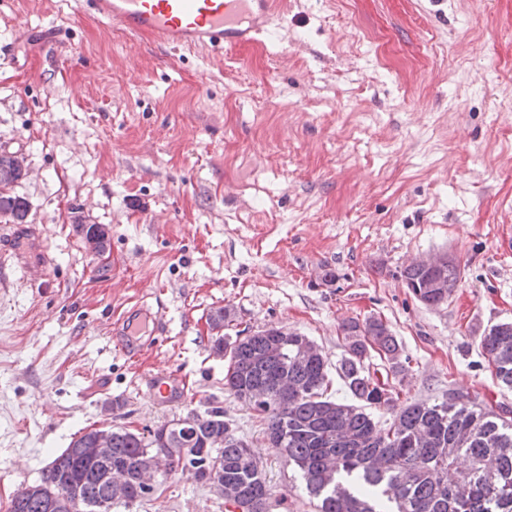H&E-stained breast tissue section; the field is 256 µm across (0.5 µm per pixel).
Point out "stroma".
Masks as SVG:
<instances>
[{"label":"stroma","instance_id":"1","mask_svg":"<svg viewBox=\"0 0 512 512\" xmlns=\"http://www.w3.org/2000/svg\"><path fill=\"white\" fill-rule=\"evenodd\" d=\"M26 157L0 218V512L76 435L156 429L219 406L260 460L269 512H314L265 424L224 388L209 316L277 325L329 367L342 325L382 319L411 359L371 354L400 403L454 391L512 408L479 345L512 320V0H284L274 34L221 54L168 50L75 0H0V152ZM107 225L86 253L79 213ZM461 270L429 308L399 279ZM334 283L325 285V272ZM136 305L144 350L109 332ZM195 392L155 399L144 375ZM130 512H225L174 471ZM10 165L11 172H0V181L9 182L3 186L0 184V216L4 215L13 224H24L27 223L29 205L23 197L13 193V187L19 182L18 178L11 182L10 180L13 175H17L19 179L27 177L29 170L26 159L21 154L0 153V170L9 168ZM419 263H423L425 269L431 273V279L426 284H424L422 288L413 286V284L410 282L419 284L422 283L423 280L428 277L429 272L425 271L421 267L408 266L401 272V274L404 276H400L403 284L412 293H414L413 288H420V296L414 295V297L426 306L439 307L448 302V296L452 292L453 288L456 287L460 278L461 271L459 266L453 265L448 267V265L453 264V261L448 258L447 254H439L415 262V264ZM447 267L448 270L445 273V280L448 283V288H446L442 276L444 270ZM423 288H446V293H440L436 291H422Z\"/></svg>","mask_w":512,"mask_h":512}]
</instances>
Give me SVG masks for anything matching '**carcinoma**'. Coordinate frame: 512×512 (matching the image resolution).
Returning a JSON list of instances; mask_svg holds the SVG:
<instances>
[{"instance_id": "carcinoma-1", "label": "carcinoma", "mask_w": 512, "mask_h": 512, "mask_svg": "<svg viewBox=\"0 0 512 512\" xmlns=\"http://www.w3.org/2000/svg\"><path fill=\"white\" fill-rule=\"evenodd\" d=\"M13 180L0 185V216L14 224L27 223L29 205L13 193ZM453 265L445 273L446 292L423 291L417 300L429 307L448 302L460 278ZM234 321L226 306L209 318L214 330ZM345 356L336 366L351 400L329 393V367L322 353L302 364L295 360L298 337L276 346L258 330L241 340L215 336L228 360L224 388L236 399L254 391L260 399L249 404L266 421L267 436L286 431L282 447L286 464L297 474L316 512H512V413L468 396L424 400L397 406L389 383L373 377L365 366L372 350L400 373L409 367L397 337L380 319L350 320L342 327ZM479 344L497 379L512 388V322L491 326ZM385 409L392 420L382 426L371 410ZM198 422L197 436L173 443L170 466L190 464L197 479L207 483L212 465H224V487L237 499L224 506H244V512H268L270 489L258 461L244 443L224 440L209 448L205 440L224 430V411L213 407ZM164 427L143 434L112 428V461L94 462L86 453L93 430L70 441L42 470L40 481L18 490L9 512H84L107 498L105 475L121 467L135 475L146 453L162 439Z\"/></svg>"}]
</instances>
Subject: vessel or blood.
<instances>
[{
  "label": "vessel or blood",
  "mask_w": 512,
  "mask_h": 512,
  "mask_svg": "<svg viewBox=\"0 0 512 512\" xmlns=\"http://www.w3.org/2000/svg\"><path fill=\"white\" fill-rule=\"evenodd\" d=\"M110 26L162 47L221 52L267 35L279 0H80Z\"/></svg>",
  "instance_id": "obj_1"
}]
</instances>
